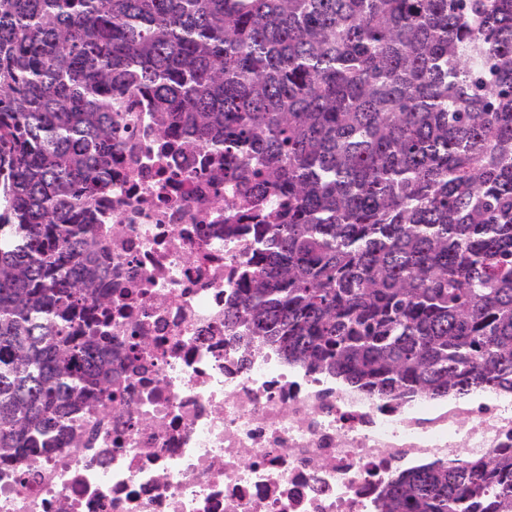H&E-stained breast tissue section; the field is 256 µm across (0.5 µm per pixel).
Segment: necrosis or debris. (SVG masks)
<instances>
[{"instance_id": "obj_1", "label": "necrosis or debris", "mask_w": 512, "mask_h": 512, "mask_svg": "<svg viewBox=\"0 0 512 512\" xmlns=\"http://www.w3.org/2000/svg\"><path fill=\"white\" fill-rule=\"evenodd\" d=\"M118 116L92 206L117 399L88 402L77 447L0 465V512H375L399 472L512 450V392L391 400L225 327L253 251L224 232L250 221L224 206L239 185L147 96Z\"/></svg>"}]
</instances>
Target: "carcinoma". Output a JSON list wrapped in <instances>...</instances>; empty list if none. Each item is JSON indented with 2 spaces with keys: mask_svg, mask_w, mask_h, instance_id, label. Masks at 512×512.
Instances as JSON below:
<instances>
[{
  "mask_svg": "<svg viewBox=\"0 0 512 512\" xmlns=\"http://www.w3.org/2000/svg\"><path fill=\"white\" fill-rule=\"evenodd\" d=\"M126 92L243 186L225 321L361 391H512V0H0L1 463L114 398L91 207ZM378 512H512V455Z\"/></svg>",
  "mask_w": 512,
  "mask_h": 512,
  "instance_id": "1",
  "label": "carcinoma"
}]
</instances>
